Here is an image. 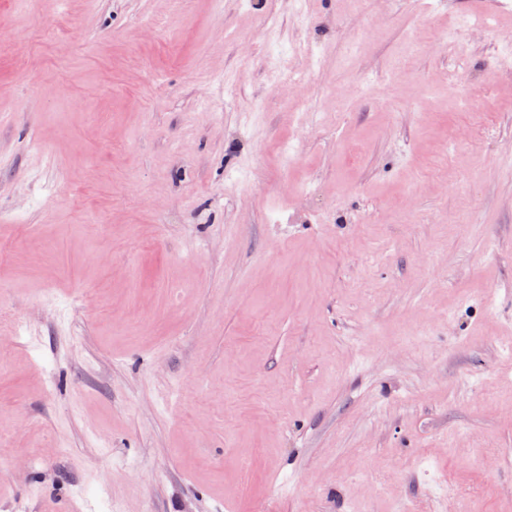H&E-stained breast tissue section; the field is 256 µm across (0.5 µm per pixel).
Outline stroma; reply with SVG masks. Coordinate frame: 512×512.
I'll return each instance as SVG.
<instances>
[{
  "mask_svg": "<svg viewBox=\"0 0 512 512\" xmlns=\"http://www.w3.org/2000/svg\"><path fill=\"white\" fill-rule=\"evenodd\" d=\"M509 30L0 0V512H512Z\"/></svg>",
  "mask_w": 512,
  "mask_h": 512,
  "instance_id": "1",
  "label": "stroma"
}]
</instances>
